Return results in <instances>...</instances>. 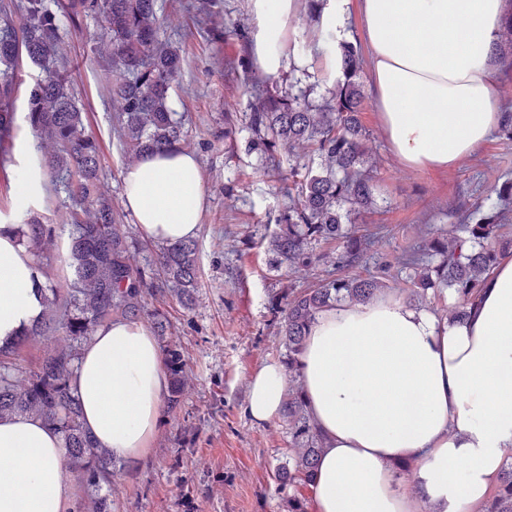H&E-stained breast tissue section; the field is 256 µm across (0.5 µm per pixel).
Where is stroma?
I'll return each mask as SVG.
<instances>
[{
  "label": "stroma",
  "mask_w": 512,
  "mask_h": 512,
  "mask_svg": "<svg viewBox=\"0 0 512 512\" xmlns=\"http://www.w3.org/2000/svg\"><path fill=\"white\" fill-rule=\"evenodd\" d=\"M189 0H160L167 37L182 50L184 65L172 94L186 119L184 148L196 153L202 171L205 211L196 239L201 275L198 297L185 309L168 297H153L149 307L165 314L170 333L185 352L191 386L176 414L166 416L146 460H127L111 493L112 512H287L289 493L310 498L309 486L282 488L277 475L287 468L292 440L284 419L259 423L247 412L248 383L270 360H285L280 316L271 300L284 290L312 287L324 265L295 271L272 270L267 243L286 209L283 191L292 165L308 162V146L278 148V168L249 153L244 114L255 70L248 44L230 34L208 31ZM102 30L88 22L63 35L62 51L89 130L102 154L101 185L120 208L122 231L138 236L122 211L121 176L127 159L113 128L119 107L112 101V71L97 47ZM38 66H24L16 92L14 139L0 162V224H22L16 174L41 155L23 114ZM232 113L242 131L224 138V115ZM366 137L364 168L371 177L373 203L347 222L374 242L359 273H382L392 293L404 288L400 262L404 251L427 228L459 230L461 211L472 208L489 187L512 181V140L492 138L451 170L408 168L391 154L371 100L359 114Z\"/></svg>",
  "instance_id": "1"
}]
</instances>
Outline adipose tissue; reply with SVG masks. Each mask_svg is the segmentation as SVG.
I'll use <instances>...</instances> for the list:
<instances>
[{
    "label": "adipose tissue",
    "instance_id": "adipose-tissue-1",
    "mask_svg": "<svg viewBox=\"0 0 512 512\" xmlns=\"http://www.w3.org/2000/svg\"><path fill=\"white\" fill-rule=\"evenodd\" d=\"M258 73L303 66L288 46L301 0H247ZM372 57L370 93L394 157L456 168L502 120L498 54L512 0H357ZM122 203L142 237L197 238L205 200L197 156L143 155L122 173ZM39 275L14 233L0 234V343L41 316ZM307 408L325 446L310 485L315 512H471L512 448V256L486 276L462 322L392 294L321 312L301 354ZM74 386L83 424L114 458L147 457L168 378L147 323L101 325ZM283 364L251 378L248 410L279 418ZM61 436L38 418H0V512H73L78 480ZM417 465L413 487L396 466Z\"/></svg>",
    "mask_w": 512,
    "mask_h": 512
}]
</instances>
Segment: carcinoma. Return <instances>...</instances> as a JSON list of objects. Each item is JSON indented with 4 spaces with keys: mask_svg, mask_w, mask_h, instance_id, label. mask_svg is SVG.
Masks as SVG:
<instances>
[{
    "mask_svg": "<svg viewBox=\"0 0 512 512\" xmlns=\"http://www.w3.org/2000/svg\"><path fill=\"white\" fill-rule=\"evenodd\" d=\"M158 0H0V142L12 136L16 112L14 83L8 71L27 59L42 69L30 88L25 121L37 137L49 140L52 154L39 159L55 174L64 194L69 248L65 265L66 287L54 281L57 259L41 248L52 240L58 225L28 210L25 223L16 226L22 244L33 257L43 282L44 311L35 326L24 329L0 345V417L29 415L40 418L63 440L65 468L80 476L91 490L89 512H112L103 488L115 483L117 461L83 428L82 407L73 387L82 351L98 327L114 318L151 320L159 341L169 381L166 411L177 412L189 385L186 359L179 343L169 336L165 315L147 308L148 297L168 293L183 306L195 300L200 274L194 241L162 246L143 267L133 264L138 242L123 235L116 224L112 199L100 190V145L87 130L71 75L60 57L61 32L79 30L89 20L102 23V45L116 74L112 96L118 103L116 133L129 160L149 151L176 147L185 130L171 106V92L184 57L181 49L165 40L158 17ZM20 13L16 24L13 14ZM337 76L332 100L316 112L306 94L260 93L250 106L247 128L252 137L248 150L258 151L275 163L280 146L306 144L320 160V168L303 164L291 168L292 183H300L297 200L280 215L279 231L270 242L271 267L292 263L306 269L323 262L336 270L360 265L370 237L345 227L341 207L364 209L372 203L370 179L361 170L363 131L357 114L364 94L360 83L362 57L358 45L335 47ZM512 184L487 195L482 209L469 213L465 236L447 237L430 230L421 245L406 251L405 269H417L425 257L438 259L433 272L407 274L414 299L428 289L453 290L458 306L454 319L465 315L477 297L485 275L500 256L512 251V237L502 232ZM343 241L336 256L316 254L312 244ZM386 288L383 278L337 275L333 272L314 287L285 293L276 299L281 314V336L288 356L284 361L289 381L300 374V356L316 317L343 300L366 302ZM49 330L60 332L65 345L42 358L34 367L21 363L20 353L31 336ZM283 418L288 421L296 447L294 469L278 474L282 485L296 479L311 483L324 438L307 411L301 386L289 387ZM481 512H512V465L503 468Z\"/></svg>",
    "mask_w": 512,
    "mask_h": 512,
    "instance_id": "carcinoma-1",
    "label": "carcinoma"
}]
</instances>
